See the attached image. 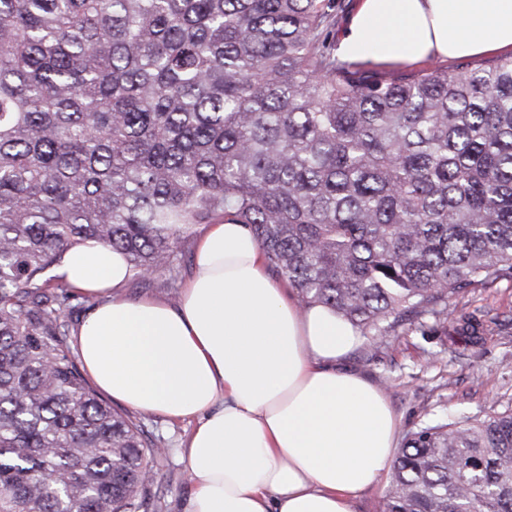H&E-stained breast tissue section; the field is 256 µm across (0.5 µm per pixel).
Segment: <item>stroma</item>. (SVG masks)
Returning a JSON list of instances; mask_svg holds the SVG:
<instances>
[{
  "label": "stroma",
  "instance_id": "stroma-1",
  "mask_svg": "<svg viewBox=\"0 0 512 512\" xmlns=\"http://www.w3.org/2000/svg\"><path fill=\"white\" fill-rule=\"evenodd\" d=\"M193 269V258H186L175 273L156 274L149 287L127 281L123 293L132 299L146 295L177 303ZM448 310L455 319L476 311L484 319H498L503 327L475 348L465 347L449 328L427 334L412 329L383 344L360 343L343 362L345 368L383 386L399 435L423 420L445 415L461 421L512 399V281L453 298ZM141 421L163 450L157 486L165 512H185L189 482L181 450L192 425L150 414L142 415Z\"/></svg>",
  "mask_w": 512,
  "mask_h": 512
}]
</instances>
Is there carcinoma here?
Segmentation results:
<instances>
[{
  "label": "carcinoma",
  "instance_id": "cac0c4a2",
  "mask_svg": "<svg viewBox=\"0 0 512 512\" xmlns=\"http://www.w3.org/2000/svg\"><path fill=\"white\" fill-rule=\"evenodd\" d=\"M344 0H0V512H157L161 453L67 343L70 247L142 282L186 224L249 227L270 268L373 340L512 279V55L342 60ZM454 330L476 344L473 315ZM383 512H512V405L409 430Z\"/></svg>",
  "mask_w": 512,
  "mask_h": 512
}]
</instances>
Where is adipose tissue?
Here are the masks:
<instances>
[{"mask_svg":"<svg viewBox=\"0 0 512 512\" xmlns=\"http://www.w3.org/2000/svg\"><path fill=\"white\" fill-rule=\"evenodd\" d=\"M339 48L407 64L510 49L512 0H360ZM194 258L172 306L122 294L121 252L63 254L57 279L101 298L75 336L87 376L131 409L192 423L188 512H355L397 431L384 391L342 366L356 328L290 298L245 225H208Z\"/></svg>","mask_w":512,"mask_h":512,"instance_id":"adipose-tissue-1","label":"adipose tissue"}]
</instances>
